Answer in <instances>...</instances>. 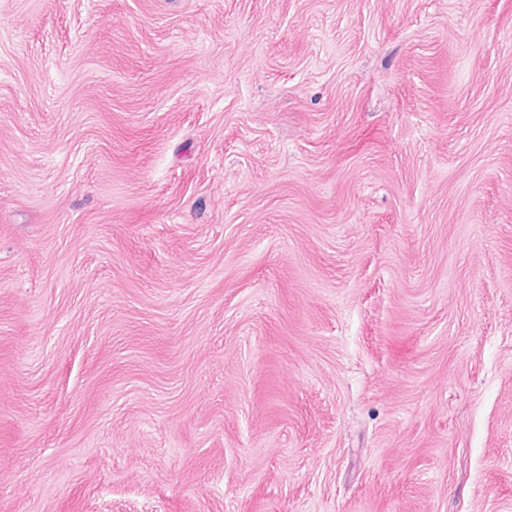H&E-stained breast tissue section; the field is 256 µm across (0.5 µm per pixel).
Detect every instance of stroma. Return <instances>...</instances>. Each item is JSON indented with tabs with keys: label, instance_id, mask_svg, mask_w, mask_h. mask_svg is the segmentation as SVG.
Returning <instances> with one entry per match:
<instances>
[{
	"label": "stroma",
	"instance_id": "1",
	"mask_svg": "<svg viewBox=\"0 0 512 512\" xmlns=\"http://www.w3.org/2000/svg\"><path fill=\"white\" fill-rule=\"evenodd\" d=\"M0 512H512V0H0Z\"/></svg>",
	"mask_w": 512,
	"mask_h": 512
}]
</instances>
